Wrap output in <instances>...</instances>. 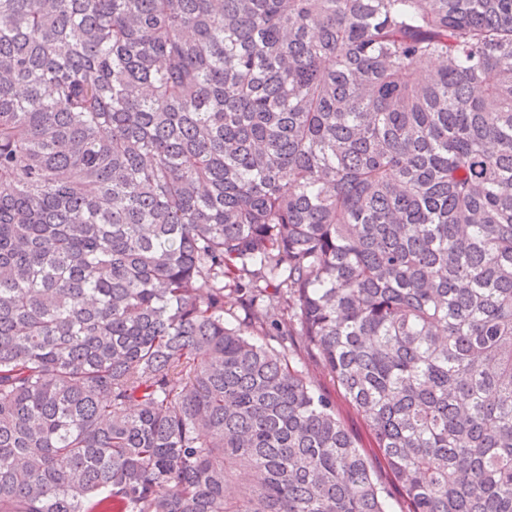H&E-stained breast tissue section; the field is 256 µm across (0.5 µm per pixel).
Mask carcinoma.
<instances>
[{
	"label": "carcinoma",
	"mask_w": 512,
	"mask_h": 512,
	"mask_svg": "<svg viewBox=\"0 0 512 512\" xmlns=\"http://www.w3.org/2000/svg\"><path fill=\"white\" fill-rule=\"evenodd\" d=\"M512 512V0H0V512ZM299 369L303 371L307 376L313 378L321 387V389L329 394L335 404L337 417L346 425V427L356 436L359 443L364 446L366 452L371 456L373 465L377 470V476L379 482L386 487L389 492V504L393 512H401L405 509L406 504L403 497L399 493L398 489L392 484L391 478L387 472L384 471L383 467L380 466L377 459L373 456L372 448H369L371 443L368 430L366 425L356 411L350 406V404L343 398L338 390L336 384H334L329 377L324 376L319 367L315 363L308 359L304 355L298 356Z\"/></svg>",
	"instance_id": "obj_1"
}]
</instances>
